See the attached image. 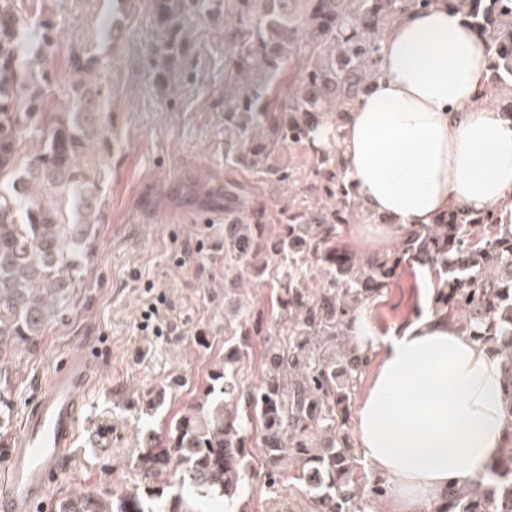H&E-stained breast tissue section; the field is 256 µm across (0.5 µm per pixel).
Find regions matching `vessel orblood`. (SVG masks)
Here are the masks:
<instances>
[{"label": "vessel or blood", "instance_id": "obj_1", "mask_svg": "<svg viewBox=\"0 0 512 512\" xmlns=\"http://www.w3.org/2000/svg\"><path fill=\"white\" fill-rule=\"evenodd\" d=\"M85 352L70 355L41 389L19 435L7 441V472L0 486V512H31L77 438L81 395L91 379Z\"/></svg>", "mask_w": 512, "mask_h": 512}]
</instances>
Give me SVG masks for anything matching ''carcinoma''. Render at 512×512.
Masks as SVG:
<instances>
[{
  "mask_svg": "<svg viewBox=\"0 0 512 512\" xmlns=\"http://www.w3.org/2000/svg\"><path fill=\"white\" fill-rule=\"evenodd\" d=\"M224 15L227 107L235 136L231 168L285 186L268 205L245 181H224V283L238 288L224 311V362L212 368L196 403L144 430L127 461L159 478L112 494L72 488L51 497L49 512H188V496L242 499L261 449L266 489L290 475L306 488L309 512H366L384 495L365 472L344 428L369 357L355 342L360 305L380 296L404 262L426 264L435 311L505 357L504 409L512 418V204L479 214L455 209L432 225L406 230L392 252L357 256L336 247L365 224L356 186L336 139L321 128L344 117L378 77L385 31L406 11L437 0H231ZM483 36L492 104L512 119V0H448ZM154 18L170 33L166 58H181V26L199 0H154ZM13 0H0V364L37 345L74 302L71 275L103 210L102 175L80 163L90 144L107 141L92 60L70 108L43 111L31 71L19 63L24 39ZM288 98L268 91L281 84ZM40 148L24 166L27 138ZM299 147L306 169L280 163ZM271 289L273 326L254 317L252 295ZM249 336L264 343L258 384L241 371ZM431 512H512V430L486 475L448 486Z\"/></svg>",
  "mask_w": 512,
  "mask_h": 512,
  "instance_id": "cac0c4a2",
  "label": "carcinoma"
}]
</instances>
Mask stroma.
<instances>
[{
  "label": "stroma",
  "mask_w": 512,
  "mask_h": 512,
  "mask_svg": "<svg viewBox=\"0 0 512 512\" xmlns=\"http://www.w3.org/2000/svg\"><path fill=\"white\" fill-rule=\"evenodd\" d=\"M13 3L22 26H50L52 55L40 57L33 42L25 49L47 106L66 103L74 59L96 60L112 135L85 158L105 174L106 218L75 273L74 308L8 365L12 419L0 432V477L7 464L2 441L19 434L50 375L82 348L92 381L77 442L49 490L118 492L145 481L125 465L145 427L192 404L224 360V156L232 143L224 121V0H203L186 18L187 55L177 68L159 53L167 37L154 25V0H136L129 14L120 0ZM115 15L125 18L117 44L105 26ZM425 298L415 268L405 266L362 313L383 336L408 322ZM161 386L165 403L159 415H148L143 402ZM250 481L245 512H304L298 482L268 494L258 466Z\"/></svg>",
  "instance_id": "1"
}]
</instances>
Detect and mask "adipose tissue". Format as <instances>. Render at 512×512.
I'll use <instances>...</instances> for the list:
<instances>
[{
    "instance_id": "1",
    "label": "adipose tissue",
    "mask_w": 512,
    "mask_h": 512,
    "mask_svg": "<svg viewBox=\"0 0 512 512\" xmlns=\"http://www.w3.org/2000/svg\"><path fill=\"white\" fill-rule=\"evenodd\" d=\"M381 76L331 127L378 234L433 223L453 208L480 213L512 200V122L490 104L481 35L441 0L386 33ZM379 354L357 411L356 448L390 486L392 512H423L449 482L479 478L512 420L499 354L433 311L387 336L362 329Z\"/></svg>"
}]
</instances>
